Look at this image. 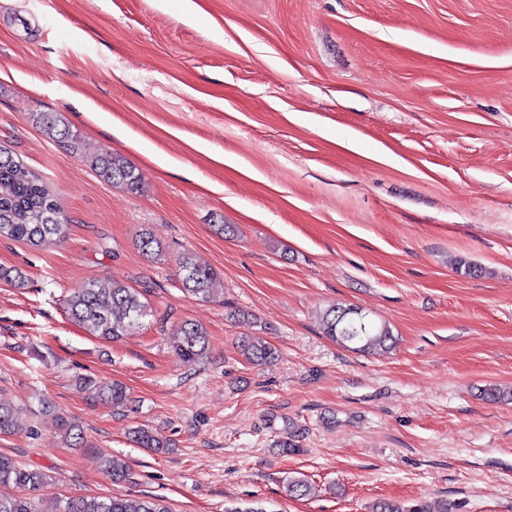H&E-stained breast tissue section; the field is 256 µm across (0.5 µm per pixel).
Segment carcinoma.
<instances>
[{"label":"carcinoma","instance_id":"obj_1","mask_svg":"<svg viewBox=\"0 0 512 512\" xmlns=\"http://www.w3.org/2000/svg\"><path fill=\"white\" fill-rule=\"evenodd\" d=\"M33 121L48 136L62 137L76 144L74 132L59 112H34ZM87 163L103 180L125 187L132 193L142 191V182L135 165L119 153H105L86 158ZM66 217L60 210L43 177L14 153L0 145V238L26 241L40 246L62 237ZM139 248L146 255H157L162 247L146 229L139 234ZM178 277L182 289L201 302L214 297L217 272L197 262L189 253L178 258ZM69 319L104 341H114L131 329L142 325L149 316L145 294L123 281L114 279L109 287L90 283L66 299ZM323 333L337 344L362 353L385 351L391 348L393 334L384 324H376L369 314L355 306L331 307L322 315ZM172 348L182 359H200L207 350V331L192 322H183L171 336ZM244 358L253 364H263L275 358V349L259 337L245 336L241 340ZM90 394L114 408L129 401L126 386L117 381L101 382L91 376L79 378ZM44 413L51 415L52 427L69 445L78 447L84 441L77 422L54 413L50 406ZM16 430L13 407L0 401V434ZM133 441L141 448L163 452L170 441L162 435L144 429L132 431ZM104 470L114 481L128 476V465L122 458L102 456ZM53 481V476L38 468H29L14 458L0 454V512H38L34 506L35 492ZM286 495L293 498L309 493L307 481L300 476L288 479ZM456 504L442 499L436 504L416 500L411 504L379 501L371 512H455ZM59 512H169L161 500L145 496L127 499L117 496H86L61 500Z\"/></svg>","mask_w":512,"mask_h":512}]
</instances>
